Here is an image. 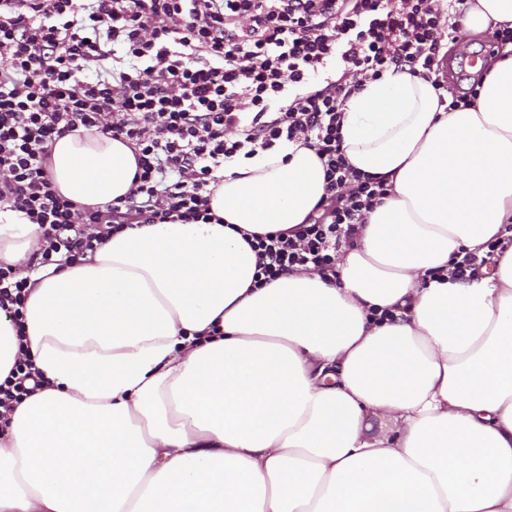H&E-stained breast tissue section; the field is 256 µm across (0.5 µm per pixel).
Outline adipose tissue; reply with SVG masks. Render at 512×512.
Segmentation results:
<instances>
[{
  "label": "adipose tissue",
  "mask_w": 512,
  "mask_h": 512,
  "mask_svg": "<svg viewBox=\"0 0 512 512\" xmlns=\"http://www.w3.org/2000/svg\"><path fill=\"white\" fill-rule=\"evenodd\" d=\"M507 23L512 0H467L460 34ZM341 136L389 194L329 280L253 285L246 235L325 194L292 143L225 164L215 222L137 224L77 265L32 268L38 225L0 211V267L31 269L0 382L23 354L47 381L0 429V512H512V42L470 106L394 72ZM48 171L103 210L136 162L78 130Z\"/></svg>",
  "instance_id": "ef3b65f1"
}]
</instances>
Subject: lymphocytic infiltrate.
<instances>
[{
  "label": "lymphocytic infiltrate",
  "mask_w": 512,
  "mask_h": 512,
  "mask_svg": "<svg viewBox=\"0 0 512 512\" xmlns=\"http://www.w3.org/2000/svg\"><path fill=\"white\" fill-rule=\"evenodd\" d=\"M456 2L0 0V208L38 225L36 265H74L133 224L211 222L225 162L296 143L327 195L294 232L253 235L256 282L329 277L388 194L349 163L341 109L387 73L436 76ZM79 129L134 152L133 186L108 211L77 207L47 174L56 138Z\"/></svg>",
  "instance_id": "obj_1"
}]
</instances>
